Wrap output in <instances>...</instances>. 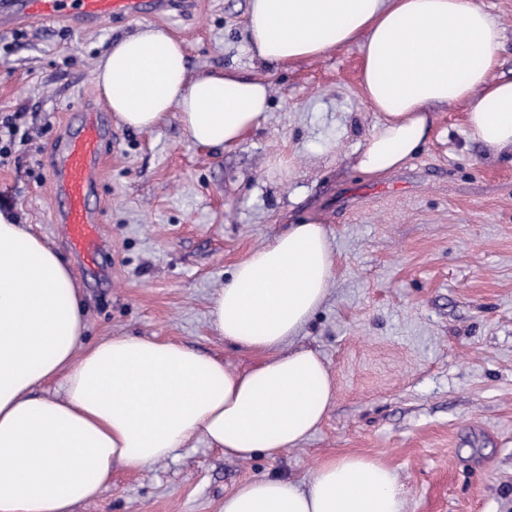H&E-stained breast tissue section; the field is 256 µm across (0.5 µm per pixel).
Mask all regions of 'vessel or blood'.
Here are the masks:
<instances>
[{
    "instance_id": "vessel-or-blood-1",
    "label": "vessel or blood",
    "mask_w": 512,
    "mask_h": 512,
    "mask_svg": "<svg viewBox=\"0 0 512 512\" xmlns=\"http://www.w3.org/2000/svg\"><path fill=\"white\" fill-rule=\"evenodd\" d=\"M171 0H0V25L10 27L33 18L93 23L152 13L165 15ZM112 131L100 111L88 110L80 129L65 135L48 158L57 202L56 223L62 224L72 250L95 263L105 233L98 208L91 203L104 182L103 158Z\"/></svg>"
}]
</instances>
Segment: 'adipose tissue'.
Masks as SVG:
<instances>
[{"label":"adipose tissue","mask_w":512,"mask_h":512,"mask_svg":"<svg viewBox=\"0 0 512 512\" xmlns=\"http://www.w3.org/2000/svg\"><path fill=\"white\" fill-rule=\"evenodd\" d=\"M254 60L287 64L343 45L362 55L360 91L381 121L358 170L400 169L428 140L439 106L462 104L471 140L512 156V79L496 77L504 30L478 0H250ZM95 83L124 125L178 112L202 148L237 147L269 111V86L227 69L191 74L184 44L150 24L105 51ZM334 254L301 222L235 264L209 312L225 341L262 361L248 371L158 337L85 344L83 293L44 239L0 212V512H72L114 469L140 472L194 440L224 456L276 458L301 445L334 397L319 352L287 349L328 294ZM59 382L48 392L46 384ZM398 475L357 454L303 481L241 482L223 512H403Z\"/></svg>","instance_id":"1"}]
</instances>
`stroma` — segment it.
I'll list each match as a JSON object with an SVG mask.
<instances>
[{
  "label": "stroma",
  "mask_w": 512,
  "mask_h": 512,
  "mask_svg": "<svg viewBox=\"0 0 512 512\" xmlns=\"http://www.w3.org/2000/svg\"><path fill=\"white\" fill-rule=\"evenodd\" d=\"M249 0H200L187 15L0 28V119L19 135L0 158L10 208L71 269L88 341L163 337L247 370L209 308L233 266L289 225L323 224L335 255L325 302L294 340L319 351L335 398L302 445L271 459L195 441L140 473L114 471L74 512H222L247 479H300L342 454L395 469L405 512H512V158L466 133L462 106L435 110L426 144L371 195L355 166L379 116L359 91L351 44L318 59H251ZM184 42L192 71L235 69L271 84L269 116L236 148L193 144L177 113L150 130L112 124L101 191L106 246L95 269L52 221L47 157L77 111L104 107L99 56L137 23Z\"/></svg>",
  "instance_id": "1"
}]
</instances>
